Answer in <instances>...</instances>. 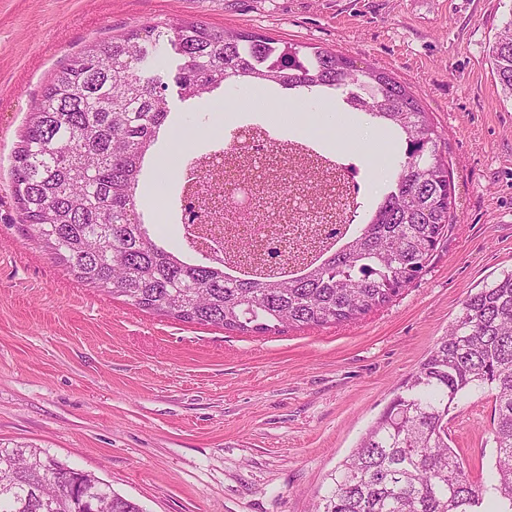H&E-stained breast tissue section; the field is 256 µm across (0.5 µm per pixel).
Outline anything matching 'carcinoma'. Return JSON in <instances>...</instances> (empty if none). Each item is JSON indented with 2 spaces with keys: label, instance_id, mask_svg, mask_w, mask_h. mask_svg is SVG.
Here are the masks:
<instances>
[{
  "label": "carcinoma",
  "instance_id": "cac0c4a2",
  "mask_svg": "<svg viewBox=\"0 0 512 512\" xmlns=\"http://www.w3.org/2000/svg\"><path fill=\"white\" fill-rule=\"evenodd\" d=\"M168 47L174 76L152 68ZM492 71L512 96V21L490 50ZM241 80L304 95L328 90L394 132L403 154L370 214L356 224L309 231L319 255L282 274L277 248L226 276L223 258L191 260L183 233L156 244L139 210L145 156L183 101ZM418 96L389 73L357 67L330 49L280 47L247 30L194 21L154 23L69 57L34 103L11 154L14 202L30 236L77 281L147 313L242 334H276L356 320L400 295L458 223L449 161ZM481 390L494 405L495 476L470 480L450 446L448 421L461 397ZM512 512V273L469 295L435 344L329 474L317 512H482L485 498ZM0 512H146L99 477L40 448H0Z\"/></svg>",
  "mask_w": 512,
  "mask_h": 512
}]
</instances>
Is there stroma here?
I'll return each instance as SVG.
<instances>
[{"label": "stroma", "instance_id": "1", "mask_svg": "<svg viewBox=\"0 0 512 512\" xmlns=\"http://www.w3.org/2000/svg\"><path fill=\"white\" fill-rule=\"evenodd\" d=\"M512 0H0V446L30 445L95 474L147 512H315L329 474L458 317L512 271V99L488 50ZM196 20L321 46L418 94L442 135L458 218L421 276L388 305L321 328L241 335L145 313L78 282L22 235L12 148L43 85L86 44L146 24ZM232 85L186 104L217 135L274 128ZM181 184L148 171L139 208L176 241ZM493 402L464 394L448 424L478 483L492 479Z\"/></svg>", "mask_w": 512, "mask_h": 512}]
</instances>
